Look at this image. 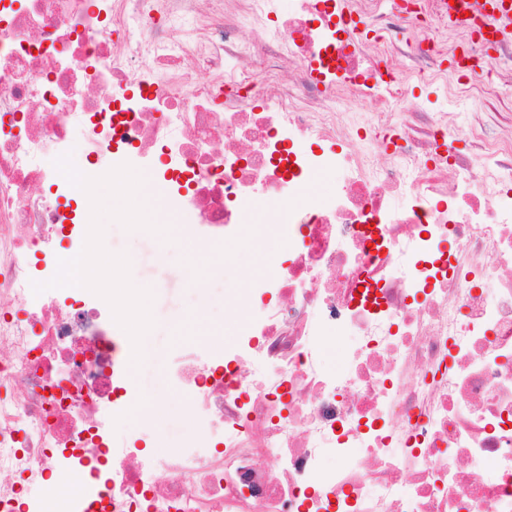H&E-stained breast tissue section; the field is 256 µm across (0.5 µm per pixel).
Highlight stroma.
<instances>
[{
	"label": "stroma",
	"mask_w": 512,
	"mask_h": 512,
	"mask_svg": "<svg viewBox=\"0 0 512 512\" xmlns=\"http://www.w3.org/2000/svg\"><path fill=\"white\" fill-rule=\"evenodd\" d=\"M113 251L127 253L133 261L135 276L150 280L154 292L153 314L155 325L150 332L151 352L131 378L142 388L147 401H159L164 412L155 419L138 421L135 412H128L129 425H141L145 440L150 444L164 443L180 447L195 438L198 429L192 417V405L182 396L170 380V369L182 348L193 346L206 349L204 339L191 335H177L171 326L173 318L191 314L194 305L206 307L211 318L222 319L224 298L238 286L235 273H251L255 270L256 253L243 241H224L225 249L234 253L233 270L220 266L211 268V289L203 298H194L182 277V268L187 261L183 252L173 250L170 244L149 237H135L119 224L108 223L105 232Z\"/></svg>",
	"instance_id": "obj_1"
}]
</instances>
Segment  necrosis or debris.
Instances as JSON below:
<instances>
[{"instance_id":"1","label":"necrosis or debris","mask_w":512,"mask_h":512,"mask_svg":"<svg viewBox=\"0 0 512 512\" xmlns=\"http://www.w3.org/2000/svg\"><path fill=\"white\" fill-rule=\"evenodd\" d=\"M291 2L0 0V512L65 474L59 512H512V23ZM66 153L169 176L191 233L266 251L237 338L175 366L200 435L171 452L126 423L109 305L31 289L57 269L32 253L84 243Z\"/></svg>"}]
</instances>
